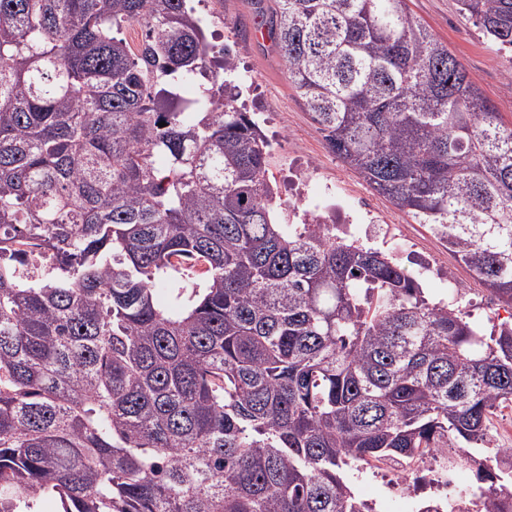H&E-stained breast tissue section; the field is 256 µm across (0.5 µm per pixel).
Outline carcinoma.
<instances>
[{
    "instance_id": "1",
    "label": "carcinoma",
    "mask_w": 512,
    "mask_h": 512,
    "mask_svg": "<svg viewBox=\"0 0 512 512\" xmlns=\"http://www.w3.org/2000/svg\"><path fill=\"white\" fill-rule=\"evenodd\" d=\"M189 2L0 0V512H373L351 471L438 451L501 512L512 323L282 211ZM274 3L332 152L512 307V128L463 62L409 0ZM458 4L512 48V0ZM511 429L510 439L508 437V429ZM500 429L499 434L496 430ZM490 430L492 435L491 448H512V406L509 410L502 407L492 417L490 423ZM501 432V433H500Z\"/></svg>"
}]
</instances>
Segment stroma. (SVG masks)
Listing matches in <instances>:
<instances>
[{
    "label": "stroma",
    "instance_id": "stroma-1",
    "mask_svg": "<svg viewBox=\"0 0 512 512\" xmlns=\"http://www.w3.org/2000/svg\"><path fill=\"white\" fill-rule=\"evenodd\" d=\"M409 6L463 62L501 122L512 127V76L504 53L490 48L479 28L460 17L457 0H410ZM209 7L207 38L215 49L227 47L237 56L238 105L271 144L268 176L282 202L302 210H322L328 201H335L354 223H368L366 246L394 252L413 273L423 259L433 262L435 274L422 281L430 300L460 306L487 332L512 319V309L499 305L440 235L398 210L336 158L289 82L270 18L261 14L256 0H211ZM395 480L384 470L367 469L355 475L352 486L375 512H402Z\"/></svg>",
    "mask_w": 512,
    "mask_h": 512
}]
</instances>
